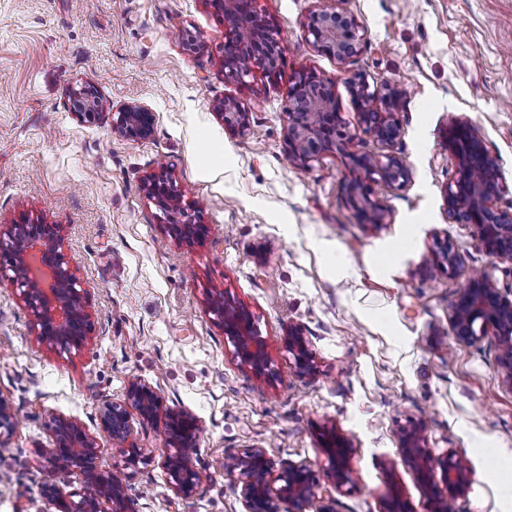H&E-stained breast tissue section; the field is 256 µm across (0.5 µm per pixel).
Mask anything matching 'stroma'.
Returning <instances> with one entry per match:
<instances>
[{
  "label": "stroma",
  "mask_w": 512,
  "mask_h": 512,
  "mask_svg": "<svg viewBox=\"0 0 512 512\" xmlns=\"http://www.w3.org/2000/svg\"><path fill=\"white\" fill-rule=\"evenodd\" d=\"M333 4L258 0L283 61L277 75L257 70L241 84L225 76L224 15L210 0H0V224L63 226L94 323L80 350L46 351L0 286V396L19 420L0 454V512H57L40 495L52 416L96 436L98 464L111 468L117 451L97 404L121 398L135 377L164 408L199 418L203 477L185 498L160 461L139 467L127 478L136 512H246L221 463L254 449L310 468L334 512H382L394 494L426 512L400 448L402 428L415 424L434 457L467 469L454 512H512V387L494 337L462 344L449 322L471 275L512 298V263L491 258L473 226L449 223L455 167L443 143L450 117H467L512 184V0H345L364 30L346 65L307 37L311 13ZM302 70L329 81L352 128L362 112L353 74L403 91L393 152L409 178L369 190L388 224L365 223L345 193L352 155L383 146L367 138L304 168L291 161L283 106ZM86 86L106 109L94 124L71 113ZM227 98L248 108L245 133L217 116ZM130 102L155 112L150 139L113 132L111 109ZM162 169L209 226L205 239L165 240V218L143 190ZM439 238L460 255L454 273L426 270ZM216 288L252 314L270 376L240 365L214 323L206 296ZM292 326L314 355L311 372L288 351ZM331 427L353 446L339 489L320 445Z\"/></svg>",
  "instance_id": "stroma-1"
}]
</instances>
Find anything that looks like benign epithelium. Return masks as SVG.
Wrapping results in <instances>:
<instances>
[{
  "instance_id": "benign-epithelium-1",
  "label": "benign epithelium",
  "mask_w": 512,
  "mask_h": 512,
  "mask_svg": "<svg viewBox=\"0 0 512 512\" xmlns=\"http://www.w3.org/2000/svg\"><path fill=\"white\" fill-rule=\"evenodd\" d=\"M257 2L212 0L224 9L225 76L240 83L254 69L267 73L282 59L276 26L257 8ZM341 3L343 0H336L334 7L313 11L307 33L317 51L344 64L359 53L364 34L357 18L340 7ZM350 89L365 103L361 125L353 130L336 112L332 92L323 78L308 71H301L294 78L284 112L288 115V155L296 166L306 167L328 150L345 151L362 136L388 148L400 139V92L386 83L372 87L361 74L352 76ZM99 103L97 91L85 87L72 98V114L81 122H97L102 116ZM217 115L224 127L233 132L243 133L248 128L249 112L236 99H224L217 107ZM155 123V113L140 103L124 105L112 113L113 131L131 140L151 137ZM445 146L455 163V177L445 188L448 221L473 225L489 256L512 262V205H501L503 196L512 190L503 180L498 158L488 151L480 130L464 117L449 120ZM353 159L362 175L348 183L349 198L368 223L380 226L386 223L387 215L368 197L367 184L379 179L400 187L408 180L407 168L393 154H363ZM143 187L168 219L162 225L166 236L178 242L207 236L208 225L196 222L185 209L175 181L165 170L147 176ZM64 240L60 224H46L40 219L0 224V284L8 283L23 302L37 342L59 354L81 349L93 332L88 292L70 266ZM459 262L453 245L444 239L436 243L427 269L451 273ZM206 304L217 325L233 342L240 364L257 376L269 375L265 342L253 329L251 313L224 299L222 290L208 293ZM449 320L452 334L460 343L476 344L489 334L497 337L502 380L512 387V298L502 295L487 276L473 275L459 288ZM288 350L300 371L314 368L312 352L298 326L288 328ZM160 409L157 392L140 378L130 381L123 398L99 404V429L118 447L121 457V462L110 470L97 464L96 437L72 418L51 417V441L42 450L48 465L47 479L41 484L42 497L57 505L60 512H136L126 495L122 474L127 469L150 464L153 456L129 442L134 414L150 422L163 417L166 448L162 449V466L169 484L178 495L196 492L202 483L193 462L200 422L184 409L163 413ZM17 425L10 401L0 395V452L7 450ZM321 444L331 465L335 487L345 486L350 475L351 442L332 428L322 435ZM401 451L405 463L415 470L427 490L428 512H451L454 498L468 486L463 463L450 456L433 459L417 425L403 431ZM224 471L242 484L247 512H283L284 502L288 503V512H333L329 502L319 495L307 467L278 468L261 449L225 461ZM59 472L81 476L80 491L75 493L78 500L64 493L56 482ZM440 484L447 491L444 496L439 492Z\"/></svg>"
}]
</instances>
